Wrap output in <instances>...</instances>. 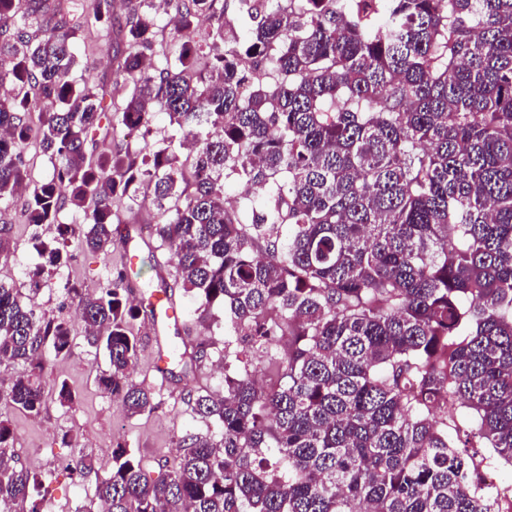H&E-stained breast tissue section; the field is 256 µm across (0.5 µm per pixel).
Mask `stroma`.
<instances>
[{"label": "stroma", "mask_w": 512, "mask_h": 512, "mask_svg": "<svg viewBox=\"0 0 512 512\" xmlns=\"http://www.w3.org/2000/svg\"><path fill=\"white\" fill-rule=\"evenodd\" d=\"M92 49L79 73L95 83H111L116 42L113 36L94 33L90 36ZM24 195L10 202L0 203V224L10 225L11 255L0 259V279L14 283L21 292H28L24 276L26 268L38 262L33 248L34 227L23 224ZM123 223L129 224L127 238L117 239L111 258H103L71 246L70 259L57 274L42 285L38 296L41 306L57 310L63 301L61 286L69 282L94 293L119 271H127L134 285L146 290L158 282L149 266L136 264L126 267L123 250L127 239H139L146 227L155 223L151 204L121 213ZM75 347L70 356L51 360L47 380L68 384L75 402L63 408L55 399H48L40 416L28 414L0 402V414L7 416L14 434V448L24 465L33 466L46 476L49 492L42 500L41 512H74L87 497L92 496L98 477L112 467V451L117 445L136 449L145 467L158 472L161 462L173 459L184 436L205 432L206 427L193 419L187 394L196 389H222L223 375L213 370L205 360L187 371H176L174 376L158 379L152 368L153 334L149 319H138L131 325L132 333L140 341L134 381L153 391L158 399L157 409L149 414L132 416L122 404L102 394L96 377L106 367L104 356L95 353L84 341L83 323L75 310H68ZM86 457L89 468L84 474L72 472L70 464L77 457Z\"/></svg>", "instance_id": "1"}]
</instances>
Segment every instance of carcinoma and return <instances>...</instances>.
I'll return each mask as SVG.
<instances>
[{"label": "carcinoma", "instance_id": "carcinoma-1", "mask_svg": "<svg viewBox=\"0 0 512 512\" xmlns=\"http://www.w3.org/2000/svg\"><path fill=\"white\" fill-rule=\"evenodd\" d=\"M125 2L118 22L112 0L78 17L68 0H0V202L23 187L26 223L56 229L34 234L28 294L0 281V368L28 367L0 400L43 412L48 357L74 339L40 286L73 243L111 255L120 211L146 201L174 284L224 336L178 364L214 359L224 387L188 395L206 432L156 477L121 446L75 512H497L457 447L477 437L512 463V0H233L238 32L224 0H168L163 44L156 0ZM89 25L124 45L118 100L74 75ZM34 134L40 182L19 152ZM230 183L252 189L236 208ZM63 290L107 359L100 391L152 412L130 331L152 310L125 272L94 296ZM258 353L277 367L266 388ZM45 491L0 419V509L38 512Z\"/></svg>", "mask_w": 512, "mask_h": 512}]
</instances>
